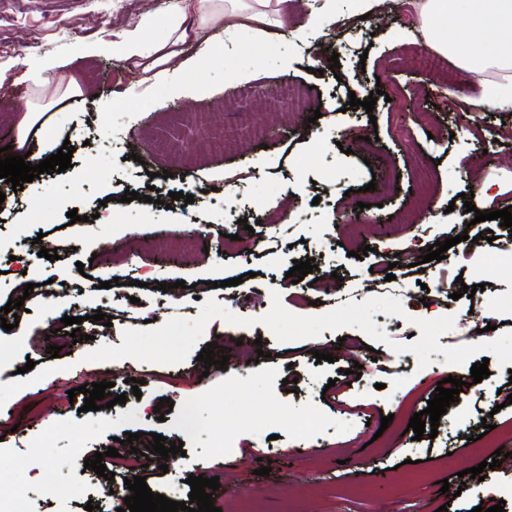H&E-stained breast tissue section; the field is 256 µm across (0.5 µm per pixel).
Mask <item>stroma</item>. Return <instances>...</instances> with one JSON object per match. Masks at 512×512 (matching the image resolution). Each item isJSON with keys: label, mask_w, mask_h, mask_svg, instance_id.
<instances>
[{"label": "stroma", "mask_w": 512, "mask_h": 512, "mask_svg": "<svg viewBox=\"0 0 512 512\" xmlns=\"http://www.w3.org/2000/svg\"><path fill=\"white\" fill-rule=\"evenodd\" d=\"M167 3L0 0V67L14 77L0 87V148L36 103L47 117L40 154L74 148L65 172L17 190L0 179V308L24 300L18 327L0 329V350L9 353L0 360V476L28 491L30 512H85L90 501L117 512L133 472L177 502L189 498L188 475L218 477L212 497L222 512H472L489 499L512 512V372L493 358L489 377L475 384L470 365L434 353L422 367L395 350L420 338L418 318L453 315L438 339L447 348L463 336L493 341L512 322V260L501 255L507 230L496 220L468 225L462 198L473 192L481 211L512 205V102L474 111L469 100L484 75L447 57L441 68H416L414 57L431 47L418 15L392 12L390 0L363 20L338 0L319 33L321 48L337 53V69L309 66L295 34L311 2L288 0L277 31L212 32L233 50L187 74L206 83V94L173 93L142 82L118 54L125 31L141 28L150 43L165 37L163 23L143 21ZM89 47L96 53L87 58ZM41 58L71 62L56 77L80 72L86 99L63 108L53 103L54 86L25 80ZM242 70L249 79L236 81ZM114 71L121 80L111 91ZM285 84L306 90L303 109L272 95ZM378 89L373 112L349 106L350 97ZM128 189L138 199L121 202ZM173 192L194 201L170 200ZM361 202L376 223L337 224ZM72 210L80 215L73 224ZM454 236L444 260L409 266L407 253ZM43 248L58 260L40 257ZM309 258L316 270L285 285L295 261ZM391 274L400 284L394 292ZM239 276L252 288L244 300L231 284ZM163 282L171 291H160ZM464 284L476 286L474 297L459 296ZM275 291L301 316L388 295L405 314L375 313L385 335L377 342L356 328L281 342L257 322ZM207 298L255 321L208 323L197 346L219 345L224 369L206 370L192 356L178 365L86 361L90 350L121 345L126 329L197 318ZM99 311L110 326L96 321ZM66 315L81 318L82 343L62 325ZM51 344L59 357L48 353ZM317 350L336 353V362L317 361ZM450 376L465 383L458 401L436 437L413 440L410 418ZM133 377L142 381L137 396ZM287 379L295 391L285 390ZM104 380L126 403L83 411L80 386ZM163 397L173 409L161 422L154 410ZM189 405L201 420L193 429L184 419ZM485 417L492 428H482ZM129 432L145 444L155 433L183 442L186 453L165 460L153 452L147 467L129 471ZM111 445L119 455L108 482L84 462ZM498 449L501 466L484 468L479 481L461 479ZM265 461L271 472L258 475ZM50 468L59 484L47 480Z\"/></svg>", "instance_id": "1"}]
</instances>
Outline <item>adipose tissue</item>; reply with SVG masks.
Instances as JSON below:
<instances>
[{"instance_id":"obj_1","label":"adipose tissue","mask_w":512,"mask_h":512,"mask_svg":"<svg viewBox=\"0 0 512 512\" xmlns=\"http://www.w3.org/2000/svg\"><path fill=\"white\" fill-rule=\"evenodd\" d=\"M285 2L185 0L183 6L168 13L170 32L165 39L147 45L139 31H131L122 42L121 57L130 70L154 79L172 78L173 92H182L180 75L196 70L216 53V44L207 37V30L222 27L225 19L232 18L253 32L268 31L281 26ZM396 6L403 12L420 9L431 46L468 70L479 74L491 68L504 71L502 81L489 87L487 93L512 98V0H426L420 7L414 0H396ZM460 18L493 46L491 55L465 53L449 41L448 25Z\"/></svg>"}]
</instances>
